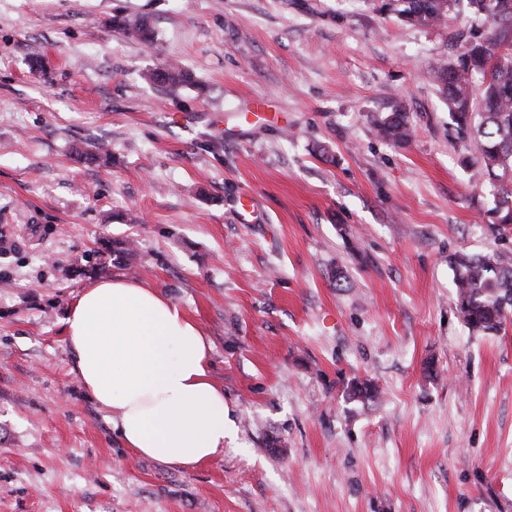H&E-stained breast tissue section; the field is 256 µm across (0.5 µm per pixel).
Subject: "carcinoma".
Returning <instances> with one entry per match:
<instances>
[{
  "instance_id": "obj_1",
  "label": "carcinoma",
  "mask_w": 512,
  "mask_h": 512,
  "mask_svg": "<svg viewBox=\"0 0 512 512\" xmlns=\"http://www.w3.org/2000/svg\"><path fill=\"white\" fill-rule=\"evenodd\" d=\"M465 7L470 17L498 27L499 37L471 36L459 45L453 60H441L433 78L448 104L457 135L474 138L478 161L497 190L498 222L512 224V56L498 49L512 47V0H381L379 9L393 12L412 26H440ZM112 26L144 43L152 42L146 18L115 16ZM148 79L171 90L192 84L191 75L177 63L152 71ZM376 134L397 145L412 138L413 130L401 112L375 124ZM112 261L129 265L135 250L127 243L110 251ZM455 270L456 308L469 330L496 334L512 316V253L471 254L451 258Z\"/></svg>"
}]
</instances>
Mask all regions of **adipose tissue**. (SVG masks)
<instances>
[{"mask_svg": "<svg viewBox=\"0 0 512 512\" xmlns=\"http://www.w3.org/2000/svg\"><path fill=\"white\" fill-rule=\"evenodd\" d=\"M75 373L136 454L191 470L224 453V389L211 343L159 289L121 277L83 288L64 319Z\"/></svg>", "mask_w": 512, "mask_h": 512, "instance_id": "1", "label": "adipose tissue"}]
</instances>
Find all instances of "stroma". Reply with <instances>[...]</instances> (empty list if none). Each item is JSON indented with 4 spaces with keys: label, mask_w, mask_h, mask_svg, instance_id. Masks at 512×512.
I'll use <instances>...</instances> for the list:
<instances>
[{
    "label": "stroma",
    "mask_w": 512,
    "mask_h": 512,
    "mask_svg": "<svg viewBox=\"0 0 512 512\" xmlns=\"http://www.w3.org/2000/svg\"><path fill=\"white\" fill-rule=\"evenodd\" d=\"M380 4L0 0V512H512V322L470 331L449 265L512 225L430 77L471 22ZM172 61L192 85L144 80ZM129 240L133 268L85 260ZM114 276L202 326L223 456L141 457L84 393L63 319ZM112 26L144 43L152 42V30L147 19L144 17L133 20L127 17L120 18L119 16H115L112 19ZM376 134L382 139L400 145L407 143L413 134L411 125L401 112H393L375 124Z\"/></svg>",
    "instance_id": "stroma-1"
}]
</instances>
